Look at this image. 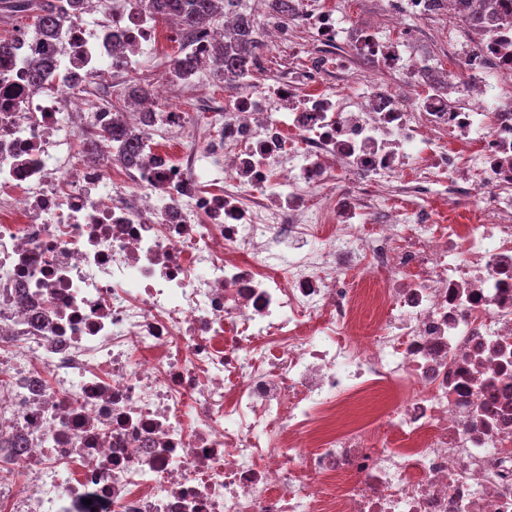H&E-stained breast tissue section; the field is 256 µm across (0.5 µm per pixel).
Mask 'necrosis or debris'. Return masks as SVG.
Wrapping results in <instances>:
<instances>
[{"instance_id":"obj_1","label":"necrosis or debris","mask_w":512,"mask_h":512,"mask_svg":"<svg viewBox=\"0 0 512 512\" xmlns=\"http://www.w3.org/2000/svg\"><path fill=\"white\" fill-rule=\"evenodd\" d=\"M295 2L220 101L148 0L0 37V512H512V0ZM342 2L344 5V25L352 29H359L363 24L374 22L379 16H384L382 3L379 0H330ZM425 34L427 35L428 42L420 44V51L436 54L446 69L454 66L455 62L452 59H448L447 46L444 45L439 38L438 28L436 26H430L427 28Z\"/></svg>"}]
</instances>
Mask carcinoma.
Here are the masks:
<instances>
[{
  "label": "carcinoma",
  "instance_id": "obj_1",
  "mask_svg": "<svg viewBox=\"0 0 512 512\" xmlns=\"http://www.w3.org/2000/svg\"><path fill=\"white\" fill-rule=\"evenodd\" d=\"M150 7L178 20L182 29L193 32L205 24L224 20V11L236 12V21L225 31L212 53L213 71L219 76L249 70L261 55L265 44L260 40L259 25L243 0H149ZM268 14L286 18L293 13L292 0H265ZM83 0H0V11L32 21L36 33L49 36L67 19V12L78 11Z\"/></svg>",
  "mask_w": 512,
  "mask_h": 512
}]
</instances>
